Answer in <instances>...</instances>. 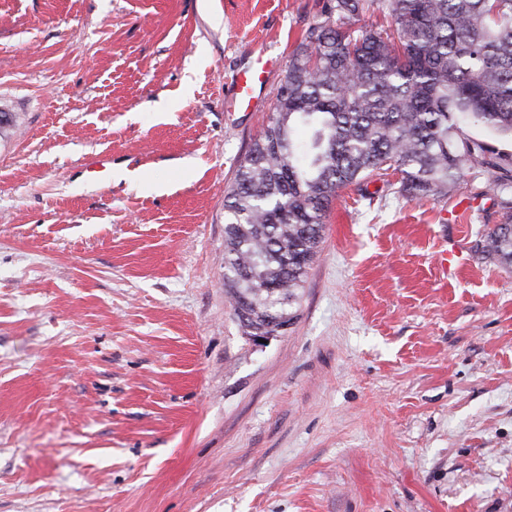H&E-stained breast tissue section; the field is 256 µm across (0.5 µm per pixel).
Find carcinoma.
I'll use <instances>...</instances> for the list:
<instances>
[{
    "mask_svg": "<svg viewBox=\"0 0 512 512\" xmlns=\"http://www.w3.org/2000/svg\"><path fill=\"white\" fill-rule=\"evenodd\" d=\"M378 12L383 28L351 29ZM512 134V0H327L294 51L263 134L224 198V287L242 334L272 336L340 190L385 166L414 199L504 158L459 121ZM484 251L512 267V198Z\"/></svg>",
    "mask_w": 512,
    "mask_h": 512,
    "instance_id": "1",
    "label": "carcinoma"
}]
</instances>
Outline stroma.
<instances>
[{"label":"stroma","mask_w":512,"mask_h":512,"mask_svg":"<svg viewBox=\"0 0 512 512\" xmlns=\"http://www.w3.org/2000/svg\"><path fill=\"white\" fill-rule=\"evenodd\" d=\"M324 2L0 0V512H512L494 174L340 191L266 342L226 294L224 194ZM277 68V60L259 53L239 74L235 101L244 111L258 106V99L268 75Z\"/></svg>","instance_id":"1"}]
</instances>
